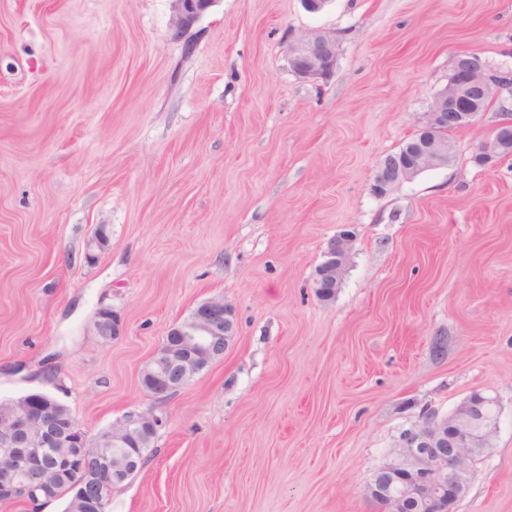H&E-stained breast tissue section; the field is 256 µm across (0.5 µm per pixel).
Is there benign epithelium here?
Listing matches in <instances>:
<instances>
[{
    "mask_svg": "<svg viewBox=\"0 0 512 512\" xmlns=\"http://www.w3.org/2000/svg\"><path fill=\"white\" fill-rule=\"evenodd\" d=\"M218 0H172L171 28L179 36L193 27ZM339 41L336 34L324 30L307 31L288 44L292 71L316 84L330 78L336 68ZM470 52L453 59L448 83L439 89L426 112L418 119L419 129L408 143L404 159L385 160L373 176V188L388 193L395 186L418 174L448 165V146L438 137L445 126L471 125L484 112L486 100L497 98L503 88L512 89V70L478 73L471 65ZM499 138L480 155L485 160L512 156V119L498 123ZM355 242L354 233L341 231L330 241L324 260L310 283L315 294H326L343 278L347 260ZM93 327L100 336L117 339L123 333V321L117 313H96ZM176 337L162 356L168 371L150 377L148 393L161 400L185 386L198 372L226 350L235 336L232 308L224 298L200 303L191 316L171 327ZM48 404L37 410L30 396L0 405V500L53 498L54 480L50 474L60 468L76 473L73 487L74 512H81L86 500H97V512H106L109 499L105 482L92 481L83 474L84 460L93 459L112 472V480L125 481L141 467L130 456L114 458L110 450L120 449L131 437L146 439L157 433L162 419L152 411H131L122 420L104 430L94 443L77 439L72 420H64L67 409L57 399L39 394ZM490 400L470 395L446 417L435 413L424 416L422 425L402 438L403 461L379 468L369 496L385 500L384 512H454L466 487L463 476L474 461V445L488 450L496 421L489 418Z\"/></svg>",
    "mask_w": 512,
    "mask_h": 512,
    "instance_id": "obj_1",
    "label": "benign epithelium"
}]
</instances>
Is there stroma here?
Masks as SVG:
<instances>
[{
  "label": "stroma",
  "instance_id": "obj_1",
  "mask_svg": "<svg viewBox=\"0 0 512 512\" xmlns=\"http://www.w3.org/2000/svg\"><path fill=\"white\" fill-rule=\"evenodd\" d=\"M171 16L0 0V402L50 394L91 440L162 418L107 512H379L404 434L478 392L497 428L455 512H512V158L474 161L512 95L450 133L447 166L372 187L455 53L512 69V0H217L182 38ZM315 29L340 41L317 86L286 54ZM212 297L228 349L154 399L143 367ZM102 308L123 336H97ZM354 242V233L346 229L330 241L324 253V260L309 285L317 297L319 294L330 292L335 287L336 281L343 278Z\"/></svg>",
  "mask_w": 512,
  "mask_h": 512
}]
</instances>
